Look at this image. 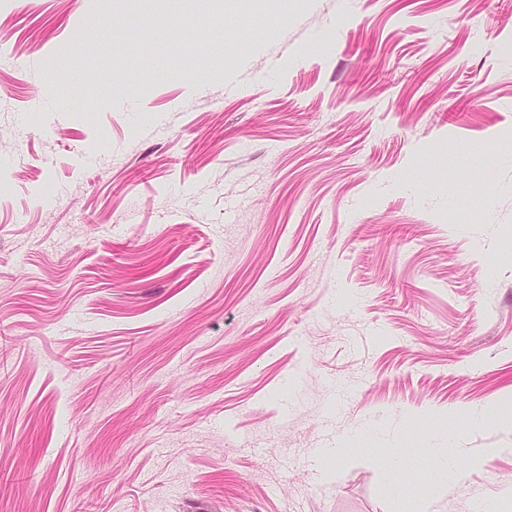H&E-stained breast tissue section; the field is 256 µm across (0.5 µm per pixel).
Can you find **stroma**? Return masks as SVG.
Segmentation results:
<instances>
[{"mask_svg": "<svg viewBox=\"0 0 512 512\" xmlns=\"http://www.w3.org/2000/svg\"><path fill=\"white\" fill-rule=\"evenodd\" d=\"M154 9L0 0V512L512 508V0ZM436 476L440 482L464 483L470 475V467L458 465L448 456H443L434 464Z\"/></svg>", "mask_w": 512, "mask_h": 512, "instance_id": "1", "label": "stroma"}]
</instances>
